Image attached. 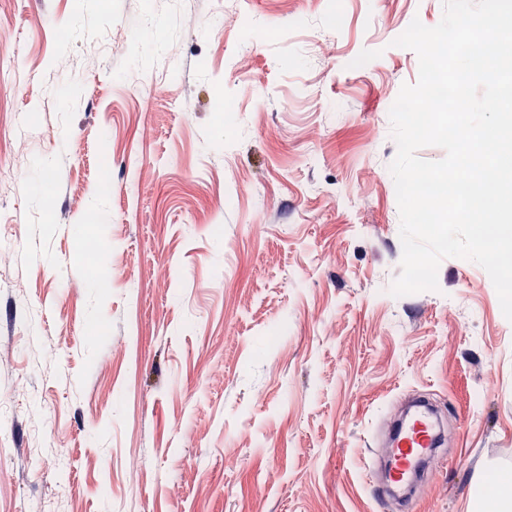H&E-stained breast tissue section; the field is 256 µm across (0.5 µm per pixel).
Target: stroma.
<instances>
[{"label":"stroma","instance_id":"35a3bbf8","mask_svg":"<svg viewBox=\"0 0 512 512\" xmlns=\"http://www.w3.org/2000/svg\"><path fill=\"white\" fill-rule=\"evenodd\" d=\"M442 17L0 0V167L27 170L0 186V512H401L365 465L416 392L450 434L411 512H474L512 473L487 272L446 258L437 290L389 292L390 109L418 78L394 41Z\"/></svg>","mask_w":512,"mask_h":512}]
</instances>
